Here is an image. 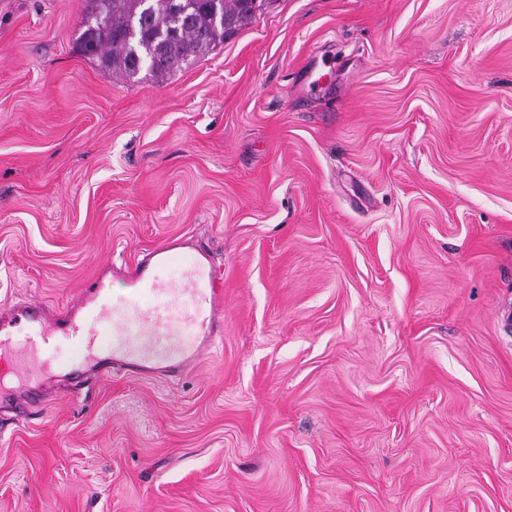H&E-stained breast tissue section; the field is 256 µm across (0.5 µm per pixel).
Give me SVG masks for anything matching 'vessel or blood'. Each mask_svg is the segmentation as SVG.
Masks as SVG:
<instances>
[{
	"label": "vessel or blood",
	"instance_id": "b4317fda",
	"mask_svg": "<svg viewBox=\"0 0 512 512\" xmlns=\"http://www.w3.org/2000/svg\"><path fill=\"white\" fill-rule=\"evenodd\" d=\"M180 262V280L160 278L161 267ZM131 304L117 302L111 284L97 277L83 292L77 315L59 319L46 308L26 303L0 317V358L12 373H27L24 402L17 417L47 403L55 394L49 379L31 374V364L48 346L66 344L79 365L101 378L113 373L166 375L182 371L214 346L224 330V271L205 251L185 252L171 243L155 249L128 271ZM24 333L16 344V333Z\"/></svg>",
	"mask_w": 512,
	"mask_h": 512
}]
</instances>
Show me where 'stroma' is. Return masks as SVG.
I'll list each match as a JSON object with an SVG mask.
<instances>
[{
  "mask_svg": "<svg viewBox=\"0 0 512 512\" xmlns=\"http://www.w3.org/2000/svg\"><path fill=\"white\" fill-rule=\"evenodd\" d=\"M0 0V309L167 239L224 269L184 373L0 402V512H512V0H266L166 80Z\"/></svg>",
  "mask_w": 512,
  "mask_h": 512,
  "instance_id": "stroma-1",
  "label": "stroma"
}]
</instances>
